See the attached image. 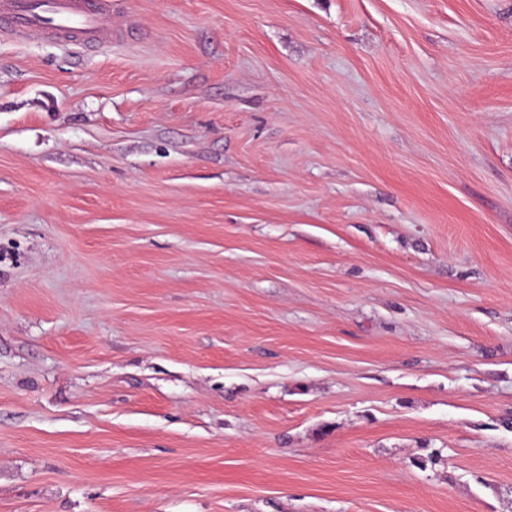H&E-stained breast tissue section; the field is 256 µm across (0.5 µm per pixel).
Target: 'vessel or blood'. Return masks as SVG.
Returning a JSON list of instances; mask_svg holds the SVG:
<instances>
[{
    "label": "vessel or blood",
    "mask_w": 512,
    "mask_h": 512,
    "mask_svg": "<svg viewBox=\"0 0 512 512\" xmlns=\"http://www.w3.org/2000/svg\"><path fill=\"white\" fill-rule=\"evenodd\" d=\"M0 21L17 37L44 33L75 46L105 41L109 30L102 0H0Z\"/></svg>",
    "instance_id": "b4317fda"
}]
</instances>
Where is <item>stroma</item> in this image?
<instances>
[{
	"label": "stroma",
	"mask_w": 512,
	"mask_h": 512,
	"mask_svg": "<svg viewBox=\"0 0 512 512\" xmlns=\"http://www.w3.org/2000/svg\"><path fill=\"white\" fill-rule=\"evenodd\" d=\"M113 3L0 34V512H512V0ZM2 0L0 20L18 38L44 33L72 45L104 42L109 30L108 9L101 1Z\"/></svg>",
	"instance_id": "35a3bbf8"
}]
</instances>
